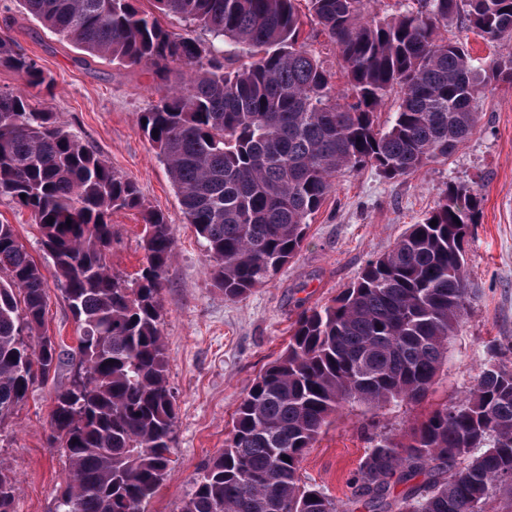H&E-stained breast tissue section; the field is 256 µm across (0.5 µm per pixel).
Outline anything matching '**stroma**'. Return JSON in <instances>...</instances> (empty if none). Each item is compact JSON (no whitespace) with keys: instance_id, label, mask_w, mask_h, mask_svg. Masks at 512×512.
<instances>
[{"instance_id":"1","label":"stroma","mask_w":512,"mask_h":512,"mask_svg":"<svg viewBox=\"0 0 512 512\" xmlns=\"http://www.w3.org/2000/svg\"><path fill=\"white\" fill-rule=\"evenodd\" d=\"M1 32L50 73L54 84L48 91L31 88L0 67V90L25 92L40 111L54 113L113 170L136 181L145 207L162 211L173 228L175 253L165 272L161 330L178 417L170 450L173 471L149 512H177L204 465L223 449L228 422L252 380L287 345L289 328L302 309L330 304L368 259L390 251L410 225L421 222L448 186L467 187L482 199L466 255L477 293L449 345L448 362L421 403L343 407L302 460V481L347 503L352 496L348 480L370 448L373 432L402 435L437 404L463 398L481 370L500 361L512 344V82L490 77L475 103L477 130L448 157L391 180L370 167L337 176L309 220L299 255L245 299L228 301L208 274L203 248L184 218L165 165L138 126L139 113L165 93V86L154 81L147 66L85 58L16 0H0ZM440 32L464 41L490 74L495 62L512 52V47L488 43L459 18ZM1 222L14 225L50 279L43 334L76 346L77 323L53 279L38 225L26 209L5 199H0ZM112 222L119 232L112 268L133 278L143 257L141 218L119 212ZM70 377L63 367L36 380L17 414L0 426V460L15 479L13 512H55L56 489L68 462L49 442L48 416L56 391L67 387Z\"/></svg>"}]
</instances>
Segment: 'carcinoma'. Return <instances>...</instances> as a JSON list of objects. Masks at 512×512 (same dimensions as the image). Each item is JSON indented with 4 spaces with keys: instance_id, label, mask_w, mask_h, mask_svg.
Returning a JSON list of instances; mask_svg holds the SVG:
<instances>
[{
    "instance_id": "1",
    "label": "carcinoma",
    "mask_w": 512,
    "mask_h": 512,
    "mask_svg": "<svg viewBox=\"0 0 512 512\" xmlns=\"http://www.w3.org/2000/svg\"><path fill=\"white\" fill-rule=\"evenodd\" d=\"M45 29L91 57L186 75L138 119L166 166L208 272L228 300L296 257L336 175L371 166L395 179L446 157L477 129L481 69L437 28L464 16L489 42L512 40V0H415L390 19L370 0H308L342 58L346 88L309 52L295 0H18ZM201 27L176 33L162 18ZM0 67L29 87L53 79L0 35ZM390 124L375 114L390 94ZM26 198H21V195ZM0 198L27 209L77 322V346L39 333L48 281L11 224L0 223V424L35 373L71 367L50 440L69 468L57 512H147L171 473L177 420L161 332L171 224L143 209L138 184L112 169L23 93L0 91ZM477 194L450 186L422 222L367 262L333 302L301 311L284 351L252 381L224 450L178 512H498L512 498V362L492 364L459 401L404 441L377 435L349 505L301 483L300 463L347 404L416 403L448 359L475 290L465 273ZM142 214L136 277L112 271V214ZM437 220L432 227L430 222ZM71 225H66V221ZM289 461H284V458ZM402 485V495L391 490ZM14 479L0 462V512Z\"/></svg>"
}]
</instances>
